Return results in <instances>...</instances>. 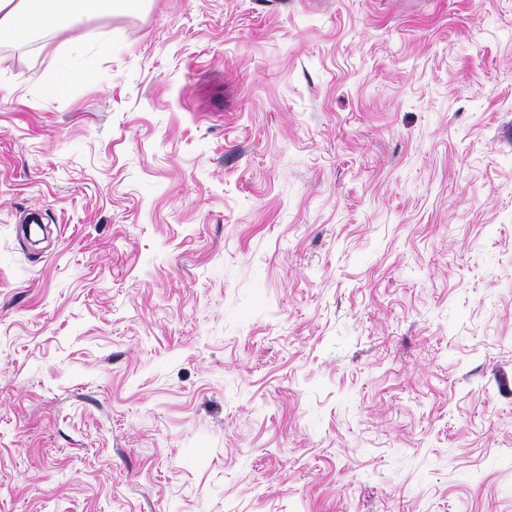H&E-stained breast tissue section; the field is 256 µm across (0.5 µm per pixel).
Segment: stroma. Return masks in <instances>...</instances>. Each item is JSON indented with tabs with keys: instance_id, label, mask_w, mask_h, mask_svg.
I'll return each instance as SVG.
<instances>
[{
	"instance_id": "obj_1",
	"label": "stroma",
	"mask_w": 512,
	"mask_h": 512,
	"mask_svg": "<svg viewBox=\"0 0 512 512\" xmlns=\"http://www.w3.org/2000/svg\"><path fill=\"white\" fill-rule=\"evenodd\" d=\"M0 512H512V0L0 39ZM72 79L73 74L69 69L59 67L40 75L34 88L39 95L53 98L62 95L70 86Z\"/></svg>"
}]
</instances>
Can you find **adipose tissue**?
<instances>
[{"mask_svg": "<svg viewBox=\"0 0 512 512\" xmlns=\"http://www.w3.org/2000/svg\"><path fill=\"white\" fill-rule=\"evenodd\" d=\"M143 0H0V36L30 38L36 31H70L91 13L139 9Z\"/></svg>", "mask_w": 512, "mask_h": 512, "instance_id": "1", "label": "adipose tissue"}]
</instances>
